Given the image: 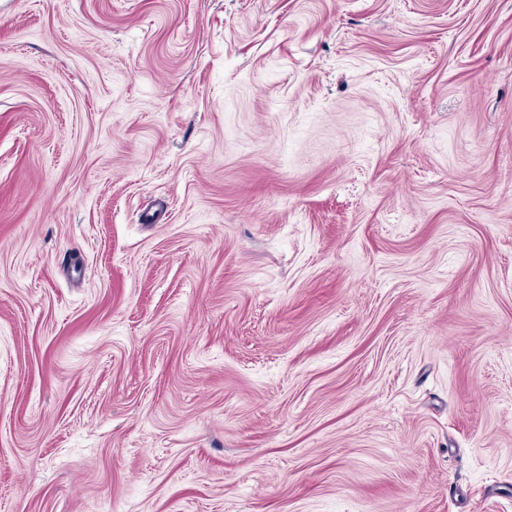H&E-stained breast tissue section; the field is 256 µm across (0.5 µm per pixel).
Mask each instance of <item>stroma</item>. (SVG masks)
Wrapping results in <instances>:
<instances>
[{"label":"stroma","instance_id":"stroma-1","mask_svg":"<svg viewBox=\"0 0 512 512\" xmlns=\"http://www.w3.org/2000/svg\"><path fill=\"white\" fill-rule=\"evenodd\" d=\"M0 512H512V0H0Z\"/></svg>","mask_w":512,"mask_h":512}]
</instances>
